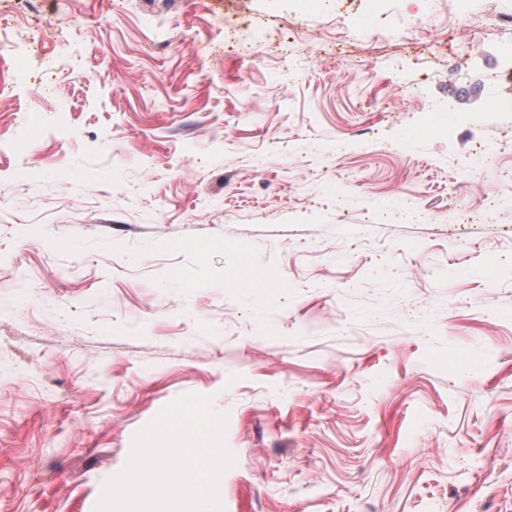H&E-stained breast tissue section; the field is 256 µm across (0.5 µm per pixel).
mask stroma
Segmentation results:
<instances>
[{"mask_svg": "<svg viewBox=\"0 0 512 512\" xmlns=\"http://www.w3.org/2000/svg\"><path fill=\"white\" fill-rule=\"evenodd\" d=\"M112 3L0 0L35 82L0 185L41 175L0 202V512H94L183 394L227 415L224 512H512V27Z\"/></svg>", "mask_w": 512, "mask_h": 512, "instance_id": "obj_1", "label": "stroma"}]
</instances>
